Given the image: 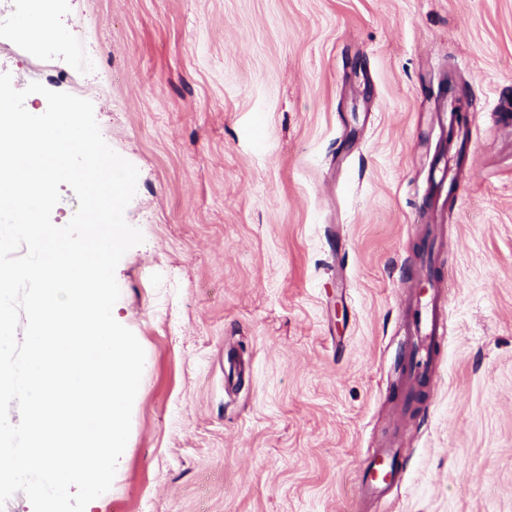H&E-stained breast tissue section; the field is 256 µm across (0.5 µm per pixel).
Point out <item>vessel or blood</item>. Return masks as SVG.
Listing matches in <instances>:
<instances>
[{"mask_svg": "<svg viewBox=\"0 0 512 512\" xmlns=\"http://www.w3.org/2000/svg\"><path fill=\"white\" fill-rule=\"evenodd\" d=\"M448 286V280L443 278L409 297L415 308V318L407 324L402 342L405 351L404 378L416 381L434 373L433 349L445 333L439 302ZM402 469L403 463L396 448H381L367 455L357 471L359 498H379L388 494Z\"/></svg>", "mask_w": 512, "mask_h": 512, "instance_id": "b4317fda", "label": "vessel or blood"}]
</instances>
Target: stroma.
<instances>
[{"mask_svg": "<svg viewBox=\"0 0 512 512\" xmlns=\"http://www.w3.org/2000/svg\"><path fill=\"white\" fill-rule=\"evenodd\" d=\"M138 170L116 309L145 351L90 512H512V0H56ZM439 161L452 193L427 195ZM454 271L424 402L405 296ZM251 367L233 386L225 351ZM395 437L401 484L359 503Z\"/></svg>", "mask_w": 512, "mask_h": 512, "instance_id": "stroma-1", "label": "stroma"}]
</instances>
